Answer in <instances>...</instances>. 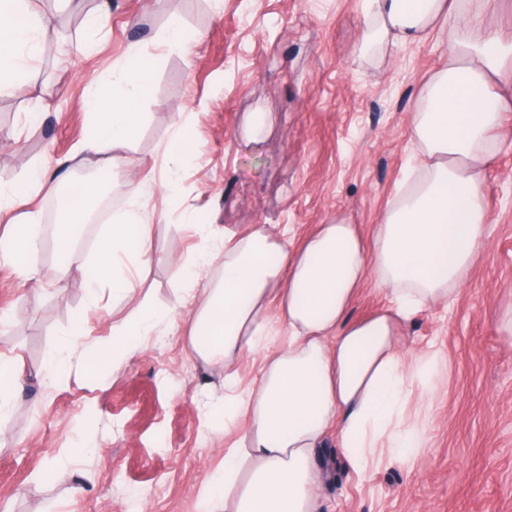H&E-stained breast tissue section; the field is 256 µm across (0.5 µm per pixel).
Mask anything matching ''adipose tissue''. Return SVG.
I'll return each mask as SVG.
<instances>
[{
  "label": "adipose tissue",
  "instance_id": "obj_1",
  "mask_svg": "<svg viewBox=\"0 0 512 512\" xmlns=\"http://www.w3.org/2000/svg\"><path fill=\"white\" fill-rule=\"evenodd\" d=\"M465 0H363L362 46L377 56L395 43L426 38L447 18L453 52L431 77L411 123L422 159L416 177L398 191L364 240L343 218L319 225L302 245L266 224L224 239V256L200 255L194 266L173 261L176 280H200L219 265L216 281L203 288L189 332L193 350L223 363L224 396L206 406L207 416L236 431L223 466L201 488L204 512H318L325 475L316 454L336 438L356 469L384 454L416 460L427 438L404 409L414 386L425 397L433 359L402 351L399 335L423 308L446 302L466 282L481 257L488 210L484 180L500 151L495 138L512 90V38L484 32ZM45 19L36 0H0V87H34L33 63L42 52ZM153 68L138 47L112 73L111 87L90 85L85 106L92 130L82 151L100 155L127 149L140 128L142 105L151 95ZM61 182L34 170L0 192V215L34 195L58 196ZM96 192L71 184L66 218L57 224L55 252L61 275L80 227L72 217ZM129 208L114 219L96 251V281L109 282L113 297L135 296L136 282L117 264V250L139 244V265L152 262L145 237L143 184H132ZM374 282L388 301L368 319L351 322L347 311L358 289ZM162 318L142 299L125 319L119 337L79 348L81 324H73L46 363L48 375L72 362L96 371L113 369L136 355ZM261 358L253 386L240 385L238 364Z\"/></svg>",
  "mask_w": 512,
  "mask_h": 512
}]
</instances>
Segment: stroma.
Returning a JSON list of instances; mask_svg holds the SVG:
<instances>
[{"label":"stroma","instance_id":"35a3bbf8","mask_svg":"<svg viewBox=\"0 0 512 512\" xmlns=\"http://www.w3.org/2000/svg\"><path fill=\"white\" fill-rule=\"evenodd\" d=\"M51 23L33 97L0 91V188L36 166L67 157L80 176L109 185L105 215L85 225L61 277L49 198L0 215V239L36 215L40 247L26 281L0 261V357L16 361L21 391L0 415V512H202L199 489L224 459L219 424L202 406L221 394L224 367L197 358L186 339L194 309L177 308L117 374L71 368L52 379L45 362L75 321L85 345L110 341L134 308L99 283L89 309L85 282L130 182L146 181L148 243L139 291L161 311L176 308L182 285L169 256L194 265L206 243L184 220L242 234L268 224L302 240L336 217L371 238L374 224L417 158L411 116L430 76L448 56V33L394 46L368 60L360 0H43ZM105 17L103 33L84 25ZM193 36L189 53L164 51L169 18ZM154 60L152 95L130 148L116 163L76 157L90 129L86 87L111 74L130 46ZM38 111L36 123L27 115ZM266 116L259 141L245 137L252 113ZM198 151L178 173L176 193L160 188L180 126ZM485 175V253L448 302L417 313L401 342L438 353L430 404L419 392L427 444L415 464L385 459L354 469L336 440L317 454L329 473L320 512H512V113Z\"/></svg>","mask_w":512,"mask_h":512}]
</instances>
